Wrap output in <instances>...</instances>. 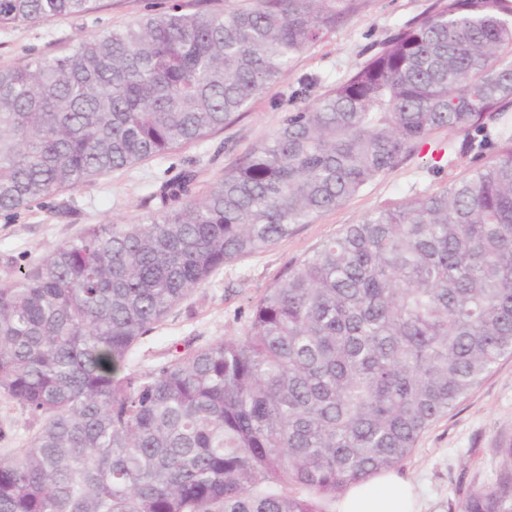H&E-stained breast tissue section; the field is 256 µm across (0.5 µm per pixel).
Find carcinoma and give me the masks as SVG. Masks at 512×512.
Listing matches in <instances>:
<instances>
[{
	"mask_svg": "<svg viewBox=\"0 0 512 512\" xmlns=\"http://www.w3.org/2000/svg\"><path fill=\"white\" fill-rule=\"evenodd\" d=\"M94 0H0V26ZM340 0H178L69 55L0 68V212L198 143L336 25ZM442 0L288 114L205 194L90 224L0 284V392L40 420L0 457V512H325L400 466L512 356V146L441 193L366 215L288 268L238 336L140 372L132 346L224 264L338 208L440 128L511 140L512 7ZM459 512H512V444Z\"/></svg>",
	"mask_w": 512,
	"mask_h": 512,
	"instance_id": "1",
	"label": "carcinoma"
}]
</instances>
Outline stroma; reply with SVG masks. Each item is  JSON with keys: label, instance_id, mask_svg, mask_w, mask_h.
I'll use <instances>...</instances> for the list:
<instances>
[{"label": "stroma", "instance_id": "stroma-1", "mask_svg": "<svg viewBox=\"0 0 512 512\" xmlns=\"http://www.w3.org/2000/svg\"><path fill=\"white\" fill-rule=\"evenodd\" d=\"M169 0H97L85 16L36 26L0 27V67H21L38 57L70 54L79 40L132 25L143 15L167 8ZM437 0H352L335 27L294 61L285 79L257 95L235 122L202 142L98 176L91 184L62 190L7 217L0 214V283L37 265L56 244L74 240L91 224L138 222L158 207L162 182L190 171L195 194L205 193L225 171L243 164L298 108L292 92L312 80L309 102L344 82L379 53L407 25L434 13ZM459 133L440 129L427 144L407 152L398 165L378 176L339 208L293 231L272 248L225 264L203 287L189 293L134 345L129 363L149 372L185 352L241 334L253 305L298 260L312 254L366 213L422 199L470 175L472 156H441ZM38 428L33 417L0 394V455L28 447ZM512 443V357L448 415L421 435L397 468L412 481L423 512H458L476 487L495 482L501 446Z\"/></svg>", "mask_w": 512, "mask_h": 512}]
</instances>
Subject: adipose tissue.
Returning <instances> with one entry per match:
<instances>
[{
    "label": "adipose tissue",
    "mask_w": 512,
    "mask_h": 512,
    "mask_svg": "<svg viewBox=\"0 0 512 512\" xmlns=\"http://www.w3.org/2000/svg\"><path fill=\"white\" fill-rule=\"evenodd\" d=\"M337 512H421L413 485L387 472L350 485Z\"/></svg>",
    "instance_id": "adipose-tissue-1"
}]
</instances>
